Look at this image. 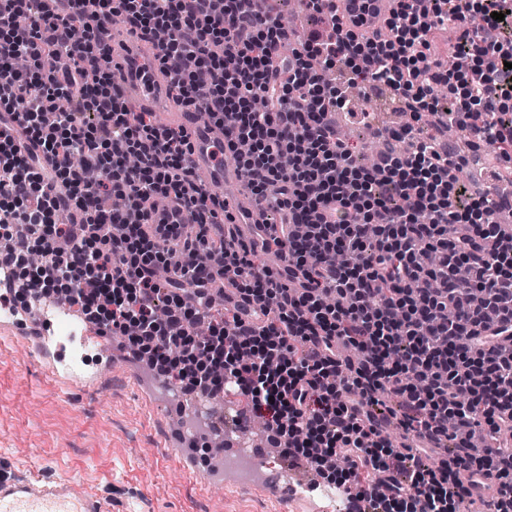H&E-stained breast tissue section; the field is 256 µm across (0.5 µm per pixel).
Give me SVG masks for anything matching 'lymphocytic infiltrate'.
<instances>
[{
    "mask_svg": "<svg viewBox=\"0 0 512 512\" xmlns=\"http://www.w3.org/2000/svg\"><path fill=\"white\" fill-rule=\"evenodd\" d=\"M306 2L323 28L286 55L292 30L260 0H0V259L160 376L240 397L275 447L366 512H470L468 474L512 512V225L497 219L512 196L471 191L464 159L419 128L494 145V178L512 179V0H395L374 31L336 0ZM117 17L157 40L175 99L223 125L278 217L254 239L197 179L189 134L131 109L101 66ZM363 82L403 104L389 137L408 152L359 164L328 121ZM158 199L193 217V236L144 222ZM219 277L252 317L213 315ZM386 396L403 406L398 442L374 414Z\"/></svg>",
    "mask_w": 512,
    "mask_h": 512,
    "instance_id": "obj_1",
    "label": "lymphocytic infiltrate"
}]
</instances>
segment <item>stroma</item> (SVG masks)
<instances>
[{"mask_svg":"<svg viewBox=\"0 0 512 512\" xmlns=\"http://www.w3.org/2000/svg\"><path fill=\"white\" fill-rule=\"evenodd\" d=\"M31 346L0 320V467L8 474L87 484L112 512H315L309 501L213 477L207 449L189 443L224 413L210 397L201 413L181 417L178 386L146 393L133 362L111 360L70 385L47 373Z\"/></svg>","mask_w":512,"mask_h":512,"instance_id":"1","label":"stroma"}]
</instances>
